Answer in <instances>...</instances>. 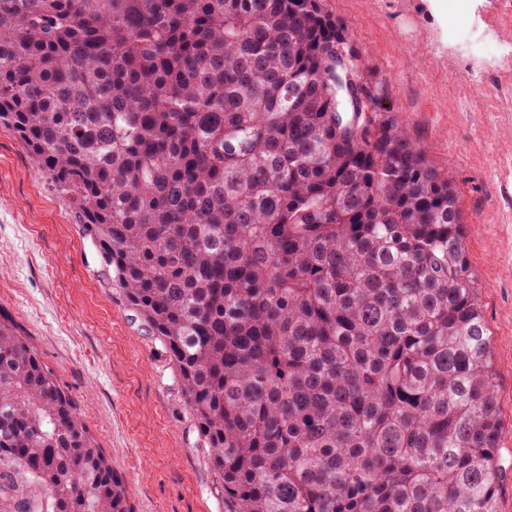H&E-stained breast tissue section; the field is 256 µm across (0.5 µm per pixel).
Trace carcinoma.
<instances>
[{
  "label": "carcinoma",
  "instance_id": "obj_1",
  "mask_svg": "<svg viewBox=\"0 0 512 512\" xmlns=\"http://www.w3.org/2000/svg\"><path fill=\"white\" fill-rule=\"evenodd\" d=\"M365 67L323 0H0V125L172 363L224 512H499L457 193ZM0 505L133 512L2 322Z\"/></svg>",
  "mask_w": 512,
  "mask_h": 512
}]
</instances>
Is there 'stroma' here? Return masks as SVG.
Here are the masks:
<instances>
[{"label": "stroma", "instance_id": "stroma-1", "mask_svg": "<svg viewBox=\"0 0 512 512\" xmlns=\"http://www.w3.org/2000/svg\"><path fill=\"white\" fill-rule=\"evenodd\" d=\"M368 79L454 184L493 334L502 421L499 512H512V0H325ZM466 18L467 38L448 24ZM492 44L483 52L481 44ZM0 320L72 397L129 484L134 512H224L173 368L68 205L0 127Z\"/></svg>", "mask_w": 512, "mask_h": 512}]
</instances>
